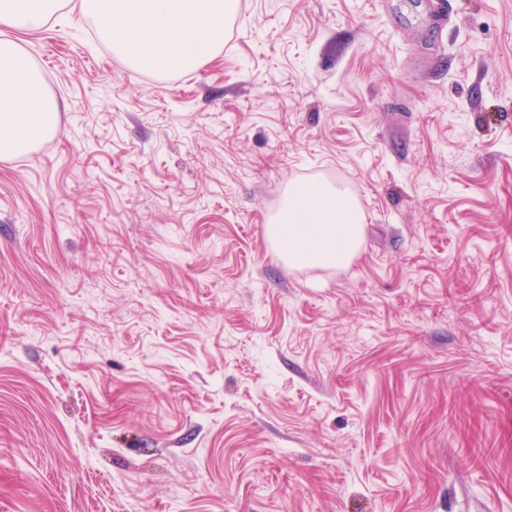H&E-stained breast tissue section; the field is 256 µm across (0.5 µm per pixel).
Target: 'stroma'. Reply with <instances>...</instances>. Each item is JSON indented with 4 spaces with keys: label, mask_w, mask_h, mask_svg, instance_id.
Instances as JSON below:
<instances>
[{
    "label": "stroma",
    "mask_w": 512,
    "mask_h": 512,
    "mask_svg": "<svg viewBox=\"0 0 512 512\" xmlns=\"http://www.w3.org/2000/svg\"><path fill=\"white\" fill-rule=\"evenodd\" d=\"M21 35L0 161V512H512V0H238L191 74ZM342 190L364 237L266 221ZM271 223L266 225L271 247L299 267L345 266L364 235L356 204L323 188H291L286 210Z\"/></svg>",
    "instance_id": "1"
}]
</instances>
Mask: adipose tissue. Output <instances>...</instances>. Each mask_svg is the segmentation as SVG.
I'll return each instance as SVG.
<instances>
[{"mask_svg":"<svg viewBox=\"0 0 512 512\" xmlns=\"http://www.w3.org/2000/svg\"><path fill=\"white\" fill-rule=\"evenodd\" d=\"M271 247L299 267L351 262L364 235L356 204L325 189L291 188L286 210L266 227Z\"/></svg>","mask_w":512,"mask_h":512,"instance_id":"ef3b65f1","label":"adipose tissue"}]
</instances>
